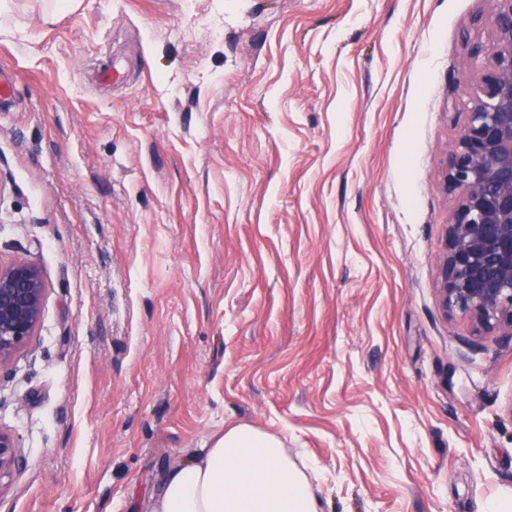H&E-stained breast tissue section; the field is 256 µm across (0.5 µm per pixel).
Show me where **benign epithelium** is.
<instances>
[{
  "instance_id": "obj_1",
  "label": "benign epithelium",
  "mask_w": 512,
  "mask_h": 512,
  "mask_svg": "<svg viewBox=\"0 0 512 512\" xmlns=\"http://www.w3.org/2000/svg\"><path fill=\"white\" fill-rule=\"evenodd\" d=\"M490 2L491 38L465 65H480L482 76L442 171L458 203L446 226L439 294L443 315L458 312L512 338V0ZM44 296L37 267L0 265V368L34 336ZM22 463L15 436L0 429V481Z\"/></svg>"
}]
</instances>
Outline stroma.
Wrapping results in <instances>:
<instances>
[{
    "label": "stroma",
    "instance_id": "1",
    "mask_svg": "<svg viewBox=\"0 0 512 512\" xmlns=\"http://www.w3.org/2000/svg\"><path fill=\"white\" fill-rule=\"evenodd\" d=\"M52 2L0 15V260L47 288L0 512H149L241 423L318 512L511 498L512 342L438 279L488 0Z\"/></svg>",
    "mask_w": 512,
    "mask_h": 512
}]
</instances>
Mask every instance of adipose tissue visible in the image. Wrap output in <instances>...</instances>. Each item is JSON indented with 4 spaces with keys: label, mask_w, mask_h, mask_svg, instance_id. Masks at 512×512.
<instances>
[{
    "label": "adipose tissue",
    "mask_w": 512,
    "mask_h": 512,
    "mask_svg": "<svg viewBox=\"0 0 512 512\" xmlns=\"http://www.w3.org/2000/svg\"><path fill=\"white\" fill-rule=\"evenodd\" d=\"M151 512H318L281 440L239 424L172 468Z\"/></svg>",
    "instance_id": "ef3b65f1"
}]
</instances>
